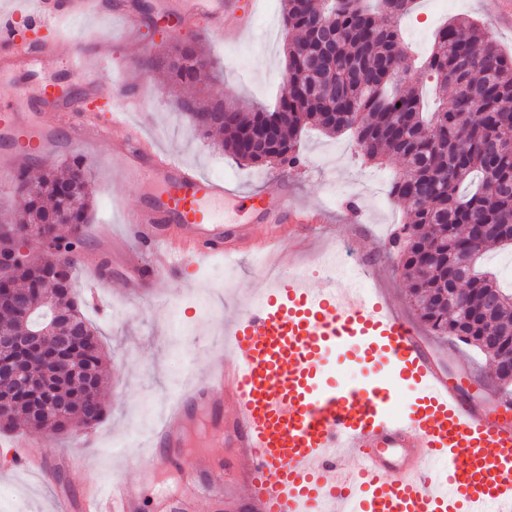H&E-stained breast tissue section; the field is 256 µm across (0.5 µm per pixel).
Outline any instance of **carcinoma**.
I'll return each mask as SVG.
<instances>
[{
  "label": "carcinoma",
  "mask_w": 512,
  "mask_h": 512,
  "mask_svg": "<svg viewBox=\"0 0 512 512\" xmlns=\"http://www.w3.org/2000/svg\"><path fill=\"white\" fill-rule=\"evenodd\" d=\"M284 29L298 38L286 44L288 92L275 110L247 111L220 97L182 103L193 127L222 138L224 151L251 165L296 167L302 131L351 133L369 162L397 160L402 169L389 194L406 204L404 222L389 242L409 301L436 336L460 341L494 364V378L512 385V291L477 270L485 251L512 245V54L504 52L473 18H457L434 33L422 65L434 81L438 107L424 111L417 90L402 81L410 49L398 27L415 0H282ZM172 81L194 85L211 65L197 36L169 50ZM503 151L488 158L486 144ZM90 167L72 154L58 170L32 177L17 173L14 192L30 197L19 216L0 224V251L35 238L54 258H31L0 282V333L16 324L18 286L35 307L28 329L51 325L77 336L65 346L18 350L0 346V360L19 361L28 387H0V430L21 421L34 430L91 427L105 415L100 387L107 376L102 344L82 316L71 285L86 247Z\"/></svg>",
  "instance_id": "cac0c4a2"
}]
</instances>
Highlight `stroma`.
<instances>
[{"instance_id":"obj_1","label":"stroma","mask_w":512,"mask_h":512,"mask_svg":"<svg viewBox=\"0 0 512 512\" xmlns=\"http://www.w3.org/2000/svg\"><path fill=\"white\" fill-rule=\"evenodd\" d=\"M281 0H255L252 24L243 35L204 33L200 41L213 68L203 84L177 87L170 83L163 57L175 39L185 32L164 23L160 12H149L139 31L142 40L154 47L152 56L135 59L125 76L126 83L145 101L144 112L126 114L127 127L151 141L158 151L170 153L202 175L233 181L238 189L251 193L264 187L278 165L247 167L225 154L220 144L205 138L177 119L179 99L207 95L223 96L227 103L248 108L274 109L288 90L284 48L287 33L280 24ZM468 16L479 19L502 50L512 53V17L500 14L495 0H417L412 15L401 23L403 39L414 57L424 56L433 34L445 21ZM80 154L91 157L89 191L92 195L91 225L102 228L103 238L112 239L123 231L122 209L139 206L144 188L120 183L112 165V142L99 138L87 128L78 144ZM302 165L289 169L291 199L306 208L326 213L324 235L343 239L353 225L362 236L351 263L383 267L387 276L382 287L389 300L411 323L419 318L407 299V285L394 268L388 240L403 222V207L388 195L397 171L395 165L364 163L350 134L329 137L308 128L300 137ZM102 238V239H103ZM239 253L229 262H212L190 267L182 275L158 282L152 294L131 296L121 279L99 289V304L89 303L88 275L78 270L75 288L83 299V313L94 325L111 366V379L101 391L107 415L95 425L90 445L75 447V431L60 435L39 430L38 438L50 455L78 451L84 460L79 469H62L56 475L12 471L0 456V512H51L56 484L80 491L85 475L97 473L109 481L127 466L148 467L146 458H117L113 450L125 432L145 433L161 419V409L170 396L182 369L181 357L200 336H217L224 327L225 310L246 302L249 295L269 286L265 261L249 254L248 241L237 244ZM451 382L471 380V400L478 401L495 389L492 368L478 351L455 347L443 336L431 339ZM324 382L345 385L376 381L389 387L391 410L400 413L413 393L393 374L390 362L364 363L357 347L329 354L323 367Z\"/></svg>"}]
</instances>
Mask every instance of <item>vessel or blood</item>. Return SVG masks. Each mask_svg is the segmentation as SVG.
Listing matches in <instances>:
<instances>
[{
	"instance_id": "b4317fda",
	"label": "vessel or blood",
	"mask_w": 512,
	"mask_h": 512,
	"mask_svg": "<svg viewBox=\"0 0 512 512\" xmlns=\"http://www.w3.org/2000/svg\"><path fill=\"white\" fill-rule=\"evenodd\" d=\"M161 8L173 26L201 22L214 32L239 16L241 0H163ZM102 11V0H0V78L32 76L0 103V139L9 144L0 172L26 167L25 145L51 161L79 141L95 119L88 103L112 101L114 128L124 113L142 110L139 98L92 77L101 36L80 23ZM74 86L80 95L71 94ZM112 160L124 181L157 191L124 214L125 233L137 244L129 266L138 291L189 263L233 257L231 243L245 227L225 223L226 206L246 205L259 223H293L301 214L147 151L129 134L113 141ZM351 346L387 358L415 388L401 414H389L388 389L323 383L326 353ZM500 405L497 397L485 404L461 397L415 327L373 290L332 273L314 290L292 264L225 314L223 358L194 357L143 453L153 473L168 470L186 445L185 426L202 414L216 441H231L232 480L220 459L184 467L161 500L163 512H194L201 503L211 512H512V417L499 414ZM10 453L15 468L38 474L76 464L39 453L27 438ZM232 483L243 487L242 498L229 496ZM140 484L124 476L105 485L90 480L80 493L61 489L54 512H140Z\"/></svg>"
}]
</instances>
